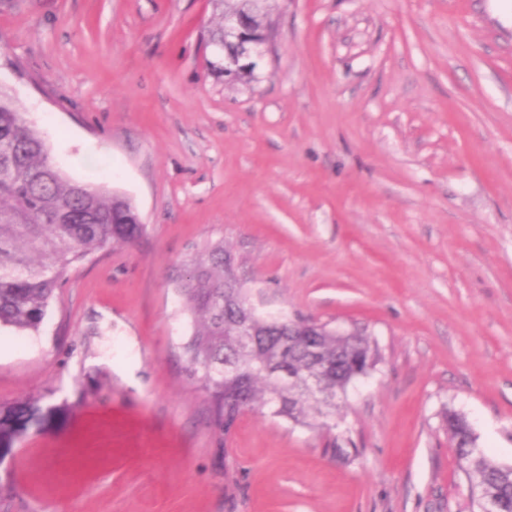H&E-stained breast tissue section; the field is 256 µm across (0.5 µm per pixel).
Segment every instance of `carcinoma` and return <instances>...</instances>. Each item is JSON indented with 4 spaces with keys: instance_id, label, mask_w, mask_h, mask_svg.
<instances>
[{
    "instance_id": "cac0c4a2",
    "label": "carcinoma",
    "mask_w": 512,
    "mask_h": 512,
    "mask_svg": "<svg viewBox=\"0 0 512 512\" xmlns=\"http://www.w3.org/2000/svg\"><path fill=\"white\" fill-rule=\"evenodd\" d=\"M130 201L100 186L73 181L54 164L45 139L0 89V329L34 333L41 327L69 271L96 251L135 242ZM190 317L182 350L212 408L214 433L223 438L249 409H267L297 423L326 416L379 361L377 346L357 333L288 335V317L277 323L251 313L253 336L239 335L238 312L248 309L246 288L224 287V242L209 244L172 279ZM315 345L319 359L308 354ZM323 369L320 394L300 382ZM448 435L458 448L471 507L481 512L489 495L500 512H512V465L497 464L477 448L467 417L448 410Z\"/></svg>"
}]
</instances>
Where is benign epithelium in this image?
Returning <instances> with one entry per match:
<instances>
[{
  "label": "benign epithelium",
  "instance_id": "obj_1",
  "mask_svg": "<svg viewBox=\"0 0 512 512\" xmlns=\"http://www.w3.org/2000/svg\"><path fill=\"white\" fill-rule=\"evenodd\" d=\"M269 38L255 26L250 17L228 12L224 14V76L252 73L256 60L268 50Z\"/></svg>",
  "mask_w": 512,
  "mask_h": 512
}]
</instances>
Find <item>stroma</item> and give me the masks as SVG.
Here are the masks:
<instances>
[{"instance_id": "obj_1", "label": "stroma", "mask_w": 512, "mask_h": 512, "mask_svg": "<svg viewBox=\"0 0 512 512\" xmlns=\"http://www.w3.org/2000/svg\"><path fill=\"white\" fill-rule=\"evenodd\" d=\"M257 79L214 0H0V87L145 226L0 331V512H469L512 465V0H268ZM223 242L259 311L375 341L326 426L218 442L170 276ZM447 423L448 435L458 448L461 470L470 487L472 511L481 512L483 499L494 495L499 501L495 497L485 498L483 512H512V465L497 464L477 448L476 436L463 413L448 409Z\"/></svg>"}]
</instances>
